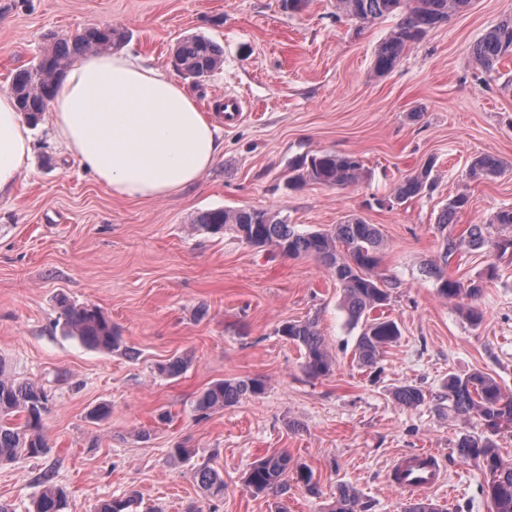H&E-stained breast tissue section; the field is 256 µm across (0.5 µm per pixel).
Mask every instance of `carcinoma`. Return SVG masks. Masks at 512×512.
I'll return each mask as SVG.
<instances>
[{"instance_id": "1", "label": "carcinoma", "mask_w": 512, "mask_h": 512, "mask_svg": "<svg viewBox=\"0 0 512 512\" xmlns=\"http://www.w3.org/2000/svg\"><path fill=\"white\" fill-rule=\"evenodd\" d=\"M341 13L360 23H373L390 15H399L402 21L377 46L372 61L375 76H384L398 65L404 52L419 41L428 30L448 21L464 11L471 0H336ZM122 32L111 27L90 26L72 36L53 42L37 62L18 70L12 77L10 93L17 109L30 124L45 113L54 96L57 79L83 54L112 47L122 41ZM512 54V18L501 21L486 32L472 47L476 64L486 71L495 69L506 56ZM175 57L180 69L193 78H203L221 63L218 46L203 37L181 41ZM502 163L491 155L475 158L469 168L473 178L493 177L501 173ZM365 176L362 161L353 154L319 152L303 159L298 173L290 179L296 186L307 182L327 187L357 185ZM430 168L405 178L393 189V200L404 202L433 189ZM469 207V197L458 194L446 200L437 217L441 233L440 263L432 265L428 274L439 283V292L448 299L465 296L477 299L483 290V281H462L445 273L449 259L457 253L458 241H465L474 249L488 248L502 257L512 250V237L492 238L488 225L471 224L465 235L457 240L447 233L458 213ZM196 223L211 232L234 231L247 243L261 242L289 257H309L331 270L344 293V308L353 324H362L357 338L354 359L363 367L375 365L386 348L400 336L397 324L385 317H370L374 310L386 306L390 288L374 275L379 264L382 237L374 224L358 218H349L327 231L300 233L287 218L278 213L252 208H224L201 213ZM64 326L68 332L91 347L104 351L124 349L119 331L112 326L102 311L93 305H63ZM281 334L304 349V372L312 377H325L333 372L335 359L330 354L323 336L313 320L284 324ZM448 401L454 411L463 417L478 419L485 431L496 434L512 428V396L506 395L492 377L474 373L461 378L448 377ZM265 383L258 378L225 379L212 383L199 396L196 410L205 414L215 407H228L244 396L264 393ZM395 401L407 408L425 401L424 391L414 385H403L394 392ZM48 396L33 382H20L0 369V464L15 461L21 456L36 458L46 453L44 415ZM456 453L462 459L482 463L485 473L484 489L494 504L495 512H512V460H506L488 439L464 437L456 444ZM291 459L286 452H274L259 459L245 480L246 488L254 494L278 496L288 488ZM194 480L207 499L224 496V477L216 469L202 467L196 470ZM43 488L33 503V512H71L68 494L52 483V475L42 477ZM133 501L112 498L102 502L97 512H131ZM326 512H367L357 492L350 486L337 488L336 498Z\"/></svg>"}]
</instances>
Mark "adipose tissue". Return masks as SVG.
Wrapping results in <instances>:
<instances>
[{"instance_id":"1","label":"adipose tissue","mask_w":512,"mask_h":512,"mask_svg":"<svg viewBox=\"0 0 512 512\" xmlns=\"http://www.w3.org/2000/svg\"><path fill=\"white\" fill-rule=\"evenodd\" d=\"M55 140L116 198L162 199L196 184L222 152L218 126L185 87L113 52H89L59 80ZM32 131L0 92V194L28 170Z\"/></svg>"}]
</instances>
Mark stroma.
Instances as JSON below:
<instances>
[{
	"label": "stroma",
	"instance_id": "35a3bbf8",
	"mask_svg": "<svg viewBox=\"0 0 512 512\" xmlns=\"http://www.w3.org/2000/svg\"><path fill=\"white\" fill-rule=\"evenodd\" d=\"M512 17V0H472L430 29L398 66L371 72L377 45L396 25L349 20L336 0H0V91L51 43L91 25L125 38L116 49L141 57L183 84L214 114L224 95L243 96L239 121L224 126V151L196 185L164 200L112 198L58 147L48 120L33 128L30 167L0 197V363L49 396L47 452L0 465V500L28 512L39 478L52 472L72 512H95L115 497L134 512H324L336 488L356 490L369 512H401L388 483L401 453L437 451L445 483L428 497L445 512H493L479 461L454 451L484 436L477 420L453 412L449 376L486 373L512 396V258L462 249L447 272L482 278L477 301L447 299L429 267L439 254L435 221L448 197L468 208L448 227L458 236L512 207V56L486 73L473 44ZM210 38L222 64L203 81L174 64L180 41ZM321 151L359 157L367 179L347 188L291 189V165ZM505 170L471 180L478 156ZM432 166L433 191L388 205L396 183ZM281 213L302 233L355 217L383 238L377 274L391 285L381 315L401 330L375 368L353 349L361 329L348 321L333 273L227 231L208 233L197 216L216 208ZM94 305L117 326L133 355L85 346L63 328L62 303ZM481 323L465 316L469 304ZM316 321L336 359L332 375L308 378L288 321ZM186 355L176 377L157 367ZM259 378L263 394L201 414L199 394L224 379ZM420 386L425 402L398 405L396 388ZM109 405L101 420L90 413ZM184 445L190 454L174 459ZM274 451L312 475L281 498L244 484ZM216 467L224 496L207 500L195 471Z\"/></svg>",
	"mask_w": 512,
	"mask_h": 512
}]
</instances>
